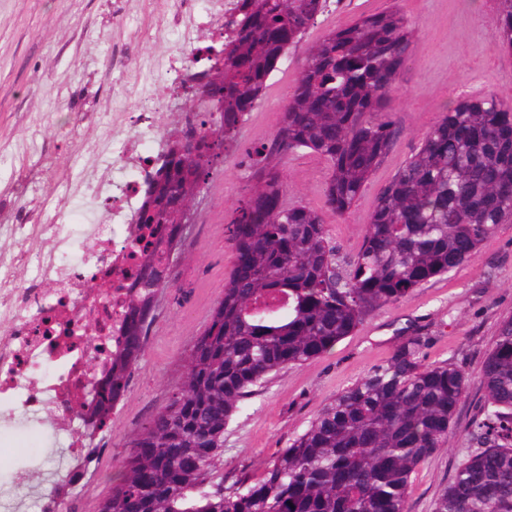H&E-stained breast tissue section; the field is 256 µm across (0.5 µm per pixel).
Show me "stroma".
Masks as SVG:
<instances>
[{"mask_svg":"<svg viewBox=\"0 0 512 512\" xmlns=\"http://www.w3.org/2000/svg\"><path fill=\"white\" fill-rule=\"evenodd\" d=\"M170 8L171 0H0V212L24 219L36 211L38 198L17 189L20 175H28L52 196L61 223L75 231V247L85 246L80 229L86 206L55 196L54 185L83 166L115 165L112 123L92 121L91 115L111 111L116 100L123 111L139 110L141 99L125 90L119 69H149L176 48L177 33L157 35ZM391 9L420 24L413 53L394 83L391 107L401 133L349 214L326 213L340 255L357 251L379 190L444 112L483 94L512 105V53L494 37L498 0H329L301 47L279 62L261 104L195 197L194 222L177 251V279L158 297L131 388L105 432L111 452L96 479L78 493L83 512H98L125 467L130 434L166 404L190 346L209 324L234 264L227 226L253 186L238 163L275 132L306 48L360 14ZM281 167L289 201L323 210L326 161L304 151L283 159ZM511 317L512 222L499 225L470 261L374 311L322 356L270 375L255 388L224 430L225 487L259 479L336 394L408 337L422 336L425 363H452L467 376L447 443L410 480L408 512H433L457 468L478 449L469 428L483 405L482 367L502 322ZM8 439L10 450L0 453V492L35 507L38 484L63 473L61 450L24 428ZM18 448L37 449L39 471L21 469Z\"/></svg>","mask_w":512,"mask_h":512,"instance_id":"35a3bbf8","label":"stroma"}]
</instances>
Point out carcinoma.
Returning a JSON list of instances; mask_svg holds the SVG:
<instances>
[{
  "mask_svg": "<svg viewBox=\"0 0 512 512\" xmlns=\"http://www.w3.org/2000/svg\"><path fill=\"white\" fill-rule=\"evenodd\" d=\"M495 38L512 51V0H499ZM327 0H242L232 36L199 50L209 90L187 93L202 134L167 150L140 224H164L207 181L223 148L263 100L278 62L325 13ZM416 24L395 11L361 16L311 46L278 128L240 160L258 186L228 226L236 264L181 384L126 443L127 462L99 512H407L411 475L448 437L465 372L424 363L412 336L326 404L255 481L224 487V427L268 376L328 352L372 312L468 261L512 218V107L466 98L427 132L381 189L363 241L339 255L323 213L288 201L285 157L308 151L329 164L325 207L346 215L400 128L390 107L412 54ZM172 243L147 258L128 298L121 348L110 355L98 430L129 389L154 317L173 284ZM281 292L286 298L268 300ZM485 402L471 434L480 450L457 469L434 512H512V320L482 369Z\"/></svg>",
  "mask_w": 512,
  "mask_h": 512,
  "instance_id": "1",
  "label": "carcinoma"
}]
</instances>
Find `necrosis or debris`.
I'll return each instance as SVG.
<instances>
[{
	"instance_id": "obj_1",
	"label": "necrosis or debris",
	"mask_w": 512,
	"mask_h": 512,
	"mask_svg": "<svg viewBox=\"0 0 512 512\" xmlns=\"http://www.w3.org/2000/svg\"><path fill=\"white\" fill-rule=\"evenodd\" d=\"M237 14L238 0H206L202 9L197 0H174L167 26L184 32L182 45L145 79H134V86H150L140 110L112 115L113 122L130 127L118 148L121 173H79L62 188L67 195H93L82 255L71 257L73 232L51 208L31 224H0V435L13 430L17 414L33 424L49 417L54 433L69 436V488L96 475L88 459L89 404L103 393L109 356L122 343L126 296L138 281L142 254L131 243L147 228L137 216L160 157L198 127L188 105L177 127L156 136V105L180 99L186 85L204 81L202 68L192 62L197 47L191 33L207 28L230 34ZM22 268L31 272L24 287L17 284Z\"/></svg>"
}]
</instances>
